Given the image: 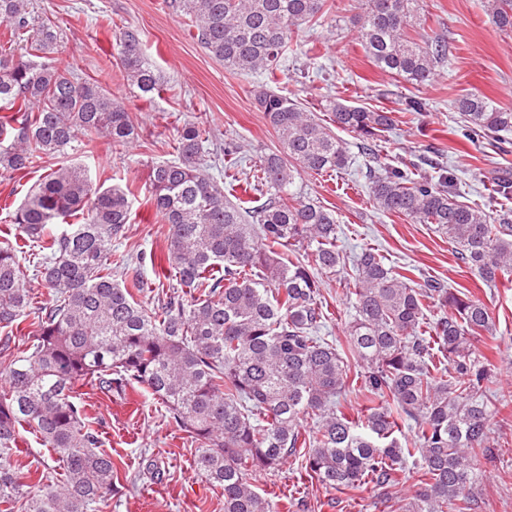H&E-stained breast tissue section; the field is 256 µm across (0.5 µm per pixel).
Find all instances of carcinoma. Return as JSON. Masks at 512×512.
<instances>
[{
  "label": "carcinoma",
  "mask_w": 512,
  "mask_h": 512,
  "mask_svg": "<svg viewBox=\"0 0 512 512\" xmlns=\"http://www.w3.org/2000/svg\"><path fill=\"white\" fill-rule=\"evenodd\" d=\"M357 39L380 70L427 85L448 57L440 37L418 38L423 0H361ZM30 0H0V23L26 43V55L0 44V176L30 168L38 158L67 153L78 141L104 139L112 149L135 140L137 114L101 80L56 65L62 33L51 19L35 20ZM192 36L235 73L280 69L298 32L329 17L328 0H179ZM492 22L512 33V0H486ZM115 50L124 77L147 101L162 78L145 57L140 32L123 27ZM257 111L279 148L254 175L268 198L257 206L232 202L207 172L208 139L187 120L177 129L178 159L149 172L150 201L167 223L162 255L135 256L112 248L125 234L135 194L104 187L79 165L62 164L32 188L8 229L44 253L33 264L49 302L32 305L17 248L0 241V329L30 328V344L8 354L0 391V504L7 512H100L117 491L112 455L99 449L77 384L110 393L145 386L199 445L196 468L224 491V512H275L252 475L275 471L304 448L307 475L329 489L370 480L397 484L410 458L419 464L408 512H467L474 462L490 452L493 414L490 361L476 346L492 330L486 305L470 291L435 280L424 287L365 247L352 273L337 245L334 211L314 201H285L303 173L344 169L350 133L362 152L398 123L396 113L326 101L330 124L270 86L253 93ZM475 137L498 141L512 131V110L470 93L455 103ZM373 206L434 226L486 285L512 275V208L488 212L440 187L445 179L416 176L385 164L366 172ZM64 228L57 232L54 225ZM175 282L158 310L138 297L141 269ZM131 269L119 284L112 269ZM353 286L348 326L351 367L336 343L318 335L325 280ZM439 315L424 314L423 299ZM442 373L433 374L435 358ZM380 404L353 416L341 397L356 382ZM311 420L315 431L302 433ZM417 429L414 447L393 437L398 421ZM52 449L63 480L19 476L12 457L21 431Z\"/></svg>",
  "instance_id": "1"
}]
</instances>
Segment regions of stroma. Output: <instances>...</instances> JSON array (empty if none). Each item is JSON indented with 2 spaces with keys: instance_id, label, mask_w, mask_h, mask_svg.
<instances>
[{
  "instance_id": "stroma-1",
  "label": "stroma",
  "mask_w": 512,
  "mask_h": 512,
  "mask_svg": "<svg viewBox=\"0 0 512 512\" xmlns=\"http://www.w3.org/2000/svg\"><path fill=\"white\" fill-rule=\"evenodd\" d=\"M330 2L341 18L339 27L302 30L288 55L287 69L270 76L227 71L192 38L189 19L176 10L173 0H32L36 14L55 21L64 32L57 64L92 77L109 69L107 89L138 116L139 138L122 152L102 141L94 152L77 144L66 155L68 161L85 166L97 183L135 186L136 199L119 250L158 252L164 247L166 226L148 201V173L153 164L175 159L178 121L189 119L206 128L209 148L235 142L246 173L277 147L275 132L252 103V91L262 83L294 95L312 111L331 94L348 105L392 112L400 110L405 98L419 96L425 111L386 136L377 148L381 161L394 165L405 158L428 175L432 169L425 165V157L442 150L438 162L463 201L512 206L511 198L494 193L496 178L512 173V132L505 133L503 150L493 149L485 140L466 136L453 108L460 96L479 93L512 109V34L492 23L484 0H425L430 7L425 33L445 38L449 52L436 80L420 87L391 77L366 57L353 24L357 0ZM122 26L139 30L145 54L166 82L165 91L153 101L141 98L120 72L113 41ZM350 151L352 160L345 171L302 176L294 191L334 210L344 249L378 248L389 264L409 268L414 286L436 279L450 288L469 289L487 305L493 326L478 347L491 361L489 387L507 406L490 422L494 449L475 461L472 494L478 501L475 512H512V283L486 286L432 225L376 210L365 177L367 158L358 146ZM54 165L45 158L24 172L0 177V225L9 221L4 204L20 203ZM321 301L325 336L345 344L354 313L347 289L327 281ZM75 391L101 449L119 466L118 491L105 512H224L222 489L196 469L195 443L144 386L132 383L116 394L80 384ZM14 465L32 482L42 472L62 470L30 434ZM418 479L416 465L409 462L395 487L367 483L333 490L307 476L302 456L296 455L278 471L254 474L253 483L274 502L276 512H406L405 500Z\"/></svg>"
}]
</instances>
